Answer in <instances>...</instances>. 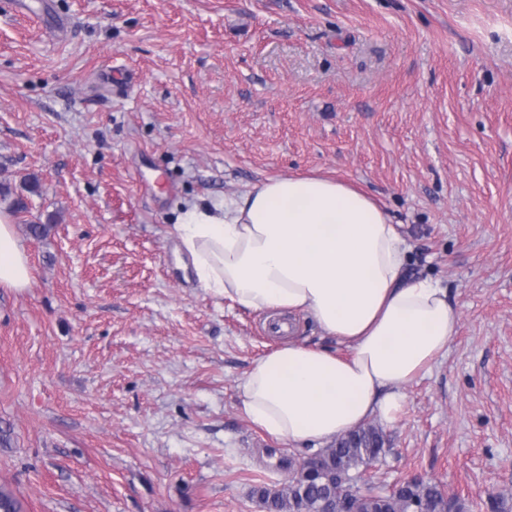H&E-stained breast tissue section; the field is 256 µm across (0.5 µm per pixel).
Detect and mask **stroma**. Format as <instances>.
Returning <instances> with one entry per match:
<instances>
[{
  "mask_svg": "<svg viewBox=\"0 0 512 512\" xmlns=\"http://www.w3.org/2000/svg\"><path fill=\"white\" fill-rule=\"evenodd\" d=\"M0 0V484L24 512H262L307 456L239 384L284 338L176 258L188 202L343 178L459 329L361 475L512 498V0ZM49 223L47 236L28 231ZM31 280L26 251L16 239L9 219L0 213V287L25 288Z\"/></svg>",
  "mask_w": 512,
  "mask_h": 512,
  "instance_id": "35a3bbf8",
  "label": "stroma"
}]
</instances>
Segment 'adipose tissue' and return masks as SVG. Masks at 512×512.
<instances>
[{"label":"adipose tissue","instance_id":"obj_1","mask_svg":"<svg viewBox=\"0 0 512 512\" xmlns=\"http://www.w3.org/2000/svg\"><path fill=\"white\" fill-rule=\"evenodd\" d=\"M175 229L211 295L308 314L347 347L342 356L289 342L247 374L245 414L288 444L324 445L374 416L395 419L403 386L457 331L447 289L408 276L400 224L344 180L270 178L236 199L189 204ZM31 280L26 251L0 214V287Z\"/></svg>","mask_w":512,"mask_h":512}]
</instances>
